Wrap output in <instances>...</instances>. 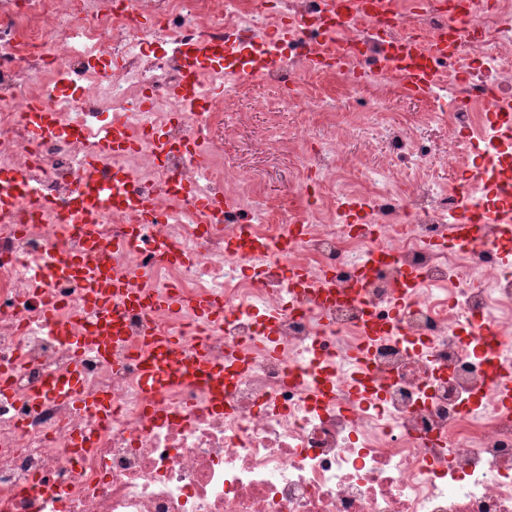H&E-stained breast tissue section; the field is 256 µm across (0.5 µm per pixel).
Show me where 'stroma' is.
Segmentation results:
<instances>
[{
  "mask_svg": "<svg viewBox=\"0 0 512 512\" xmlns=\"http://www.w3.org/2000/svg\"><path fill=\"white\" fill-rule=\"evenodd\" d=\"M316 83L321 97L337 104L339 119L352 124V137L343 155L344 162L350 166H359L367 149L380 156L388 154L387 128L393 123L412 125L415 135L432 146L448 140L447 124L429 115L432 108L429 100L412 98L400 90L381 94L365 82L359 88L358 99L346 102L342 99L341 84L322 77L317 78ZM212 95L218 103L217 122H231L237 112L250 115L246 125L225 138V163L252 172L270 197L288 205L299 202L294 175L300 156L298 145L275 151L264 150L263 145L287 137L304 123L308 124L316 141H324L327 130L323 121L305 119L303 114L285 108H272L277 90L261 81L254 82L245 95L233 100L225 99L224 88L220 85L214 86Z\"/></svg>",
  "mask_w": 512,
  "mask_h": 512,
  "instance_id": "obj_1",
  "label": "stroma"
}]
</instances>
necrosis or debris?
Instances as JSON below:
<instances>
[{"instance_id":"necrosis-or-debris-1","label":"necrosis or debris","mask_w":512,"mask_h":512,"mask_svg":"<svg viewBox=\"0 0 512 512\" xmlns=\"http://www.w3.org/2000/svg\"><path fill=\"white\" fill-rule=\"evenodd\" d=\"M449 22L437 0H395L380 42L365 17L337 24L336 0H0V200L12 202L0 210V512H512V411L492 392L512 369V270L491 230L480 247L456 237L464 218L512 211V147L489 120L512 95V0H480L477 33L461 34L452 69L435 72L446 150L391 125L386 167L352 182L338 163L351 131L334 127L301 161L309 201L290 207L254 205L258 184L225 166L211 113L172 98L181 59L152 49L224 41L199 96L218 81L235 96L257 78L279 86L281 106L310 113L322 109L311 57L348 46L387 93L399 87L387 40ZM55 73L70 86L32 91ZM129 88L143 103L130 114L134 145L98 153L99 103L124 107ZM35 99L58 113V134L33 135ZM92 153L158 201L152 215L134 194L107 208L96 261L133 293L174 299L115 307L125 335L106 357L75 343L95 327L83 280L42 265L46 251H83L71 201ZM436 160L449 186L434 180ZM178 180L225 207L179 196ZM351 197L371 200L366 223H346ZM58 224L72 225L69 238H56ZM185 295L211 298V318ZM149 332L171 339L173 364L198 349L223 380L177 372L146 385ZM75 368L107 415L46 389Z\"/></svg>"}]
</instances>
